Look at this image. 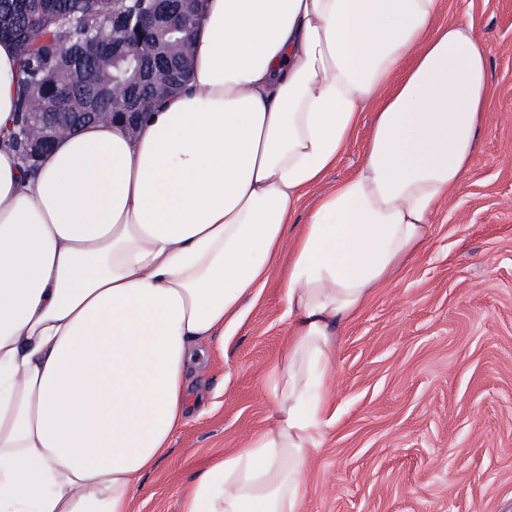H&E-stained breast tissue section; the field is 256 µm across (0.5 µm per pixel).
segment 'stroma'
<instances>
[{
	"label": "stroma",
	"mask_w": 512,
	"mask_h": 512,
	"mask_svg": "<svg viewBox=\"0 0 512 512\" xmlns=\"http://www.w3.org/2000/svg\"><path fill=\"white\" fill-rule=\"evenodd\" d=\"M489 49L490 122L426 247L337 333L334 421L310 454L302 512H512V0H443ZM274 274L196 382L201 400L131 512H182L211 460L273 413L286 352Z\"/></svg>",
	"instance_id": "stroma-1"
}]
</instances>
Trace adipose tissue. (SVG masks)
Wrapping results in <instances>:
<instances>
[{"label": "adipose tissue", "mask_w": 512, "mask_h": 512, "mask_svg": "<svg viewBox=\"0 0 512 512\" xmlns=\"http://www.w3.org/2000/svg\"><path fill=\"white\" fill-rule=\"evenodd\" d=\"M443 0H208L184 90L136 134L101 121L35 172L0 145V512H129L291 218L374 109L285 273L271 424L213 459L183 512H300L331 424L334 337L420 252L489 123L488 47ZM17 44L0 40V131Z\"/></svg>", "instance_id": "ef3b65f1"}]
</instances>
